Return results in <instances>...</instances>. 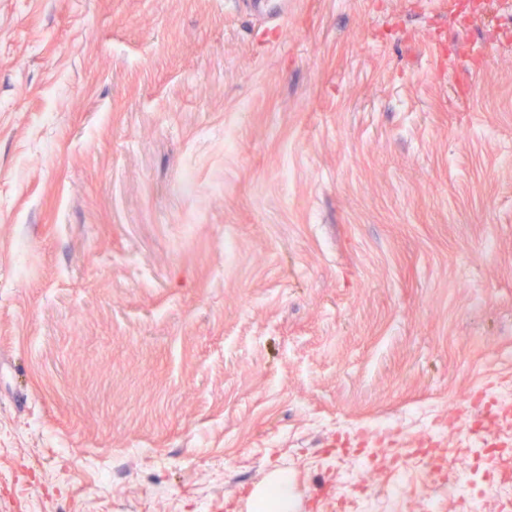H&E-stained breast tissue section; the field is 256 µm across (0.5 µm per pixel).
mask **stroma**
<instances>
[{
	"label": "stroma",
	"mask_w": 512,
	"mask_h": 512,
	"mask_svg": "<svg viewBox=\"0 0 512 512\" xmlns=\"http://www.w3.org/2000/svg\"><path fill=\"white\" fill-rule=\"evenodd\" d=\"M459 2L0 0V512H331L337 426L512 384V43Z\"/></svg>",
	"instance_id": "stroma-1"
}]
</instances>
